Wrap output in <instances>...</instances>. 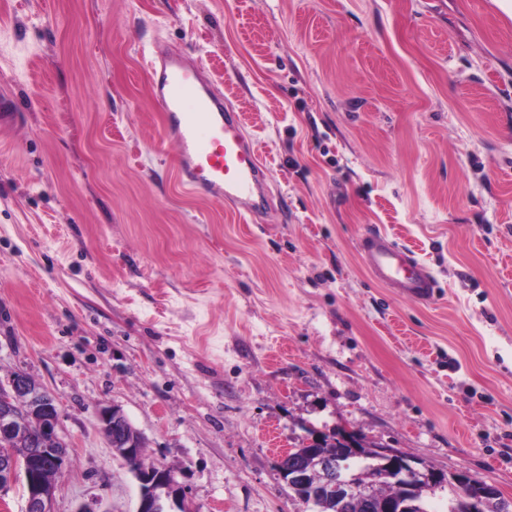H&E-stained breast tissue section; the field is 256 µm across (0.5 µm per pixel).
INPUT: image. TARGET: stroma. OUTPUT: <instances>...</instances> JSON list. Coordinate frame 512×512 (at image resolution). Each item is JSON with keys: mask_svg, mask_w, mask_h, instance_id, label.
Instances as JSON below:
<instances>
[{"mask_svg": "<svg viewBox=\"0 0 512 512\" xmlns=\"http://www.w3.org/2000/svg\"><path fill=\"white\" fill-rule=\"evenodd\" d=\"M155 47L241 113L262 223L178 186ZM0 93V380L61 404L52 512H136L112 404L187 512H310L276 461L335 427L512 497V0H0ZM364 261L375 280L398 288L413 301L431 300L436 281L415 256L391 241L379 230H368L360 239Z\"/></svg>", "mask_w": 512, "mask_h": 512, "instance_id": "35a3bbf8", "label": "stroma"}]
</instances>
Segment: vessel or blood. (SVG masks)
<instances>
[{"mask_svg": "<svg viewBox=\"0 0 512 512\" xmlns=\"http://www.w3.org/2000/svg\"><path fill=\"white\" fill-rule=\"evenodd\" d=\"M165 131L176 144L180 187L258 221L268 193L267 173L241 115L225 104L202 68L176 53L157 51L146 60ZM375 280L413 301L431 300L436 281L415 256L378 230L360 239Z\"/></svg>", "mask_w": 512, "mask_h": 512, "instance_id": "vessel-or-blood-1", "label": "vessel or blood"}]
</instances>
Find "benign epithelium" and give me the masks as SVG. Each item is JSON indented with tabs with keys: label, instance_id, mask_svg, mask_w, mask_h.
Returning <instances> with one entry per match:
<instances>
[{
	"label": "benign epithelium",
	"instance_id": "1",
	"mask_svg": "<svg viewBox=\"0 0 512 512\" xmlns=\"http://www.w3.org/2000/svg\"><path fill=\"white\" fill-rule=\"evenodd\" d=\"M59 425L58 400L28 374L18 372L7 383L0 382V505L10 485L21 477L27 493L24 512H52L57 490L53 473L65 469L70 448L59 434ZM98 426L124 463H138L132 470L140 487L137 512H187L175 470L141 462L143 440L120 409H100ZM377 452L389 457L393 466L372 477L366 486L355 483L345 459L332 453L319 456L313 465L299 470L296 478L302 486L310 487L305 504L312 512H320L325 493L349 503L368 497L372 488L385 479L400 489H410L431 485L441 478L438 471L420 468L415 459L394 448H379ZM453 476L463 512H486L492 499L497 512H512V499L493 495V484H486L476 493L475 482L468 474L455 472ZM417 507L416 501L403 495L386 502L384 510L415 512Z\"/></svg>",
	"mask_w": 512,
	"mask_h": 512
}]
</instances>
